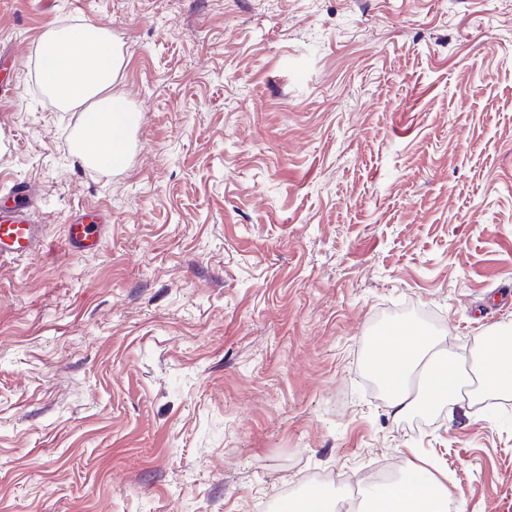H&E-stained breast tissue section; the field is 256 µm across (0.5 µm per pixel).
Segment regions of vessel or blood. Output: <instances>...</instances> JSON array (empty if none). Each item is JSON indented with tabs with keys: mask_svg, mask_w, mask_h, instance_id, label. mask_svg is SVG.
Masks as SVG:
<instances>
[{
	"mask_svg": "<svg viewBox=\"0 0 512 512\" xmlns=\"http://www.w3.org/2000/svg\"><path fill=\"white\" fill-rule=\"evenodd\" d=\"M7 206L0 208V256L34 254L43 240V227L31 218L35 196L30 184L13 185L0 194ZM70 244L79 250H96L103 244L101 224L87 212L69 218L65 225Z\"/></svg>",
	"mask_w": 512,
	"mask_h": 512,
	"instance_id": "1",
	"label": "vessel or blood"
}]
</instances>
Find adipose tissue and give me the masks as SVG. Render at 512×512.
I'll use <instances>...</instances> for the list:
<instances>
[{
	"label": "adipose tissue",
	"instance_id": "1",
	"mask_svg": "<svg viewBox=\"0 0 512 512\" xmlns=\"http://www.w3.org/2000/svg\"><path fill=\"white\" fill-rule=\"evenodd\" d=\"M38 56L45 92L60 109L81 113L79 141L94 146L92 154L82 155V162L106 168L122 165L126 154L119 131L135 117L109 93L123 65L110 32L95 24L76 31L52 27L39 41ZM478 344L474 373L469 376L437 340L395 326L376 337L369 362L400 414L452 406L465 396L511 393L512 328L479 337ZM428 354L433 357L429 364L424 361ZM368 499L369 512H448L447 490L435 478L409 475L373 488Z\"/></svg>",
	"mask_w": 512,
	"mask_h": 512
}]
</instances>
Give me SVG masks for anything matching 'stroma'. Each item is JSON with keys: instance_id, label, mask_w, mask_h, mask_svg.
Masks as SVG:
<instances>
[{"instance_id": "stroma-1", "label": "stroma", "mask_w": 512, "mask_h": 512, "mask_svg": "<svg viewBox=\"0 0 512 512\" xmlns=\"http://www.w3.org/2000/svg\"><path fill=\"white\" fill-rule=\"evenodd\" d=\"M90 23L137 113L105 178L34 74ZM0 84L45 228L0 258V512H281L379 461L512 512V393L419 428L367 364L398 320L467 362L512 323V0H0ZM96 217L80 210L79 215L71 216L65 224V232L70 244L79 250H98L103 244L102 224Z\"/></svg>"}]
</instances>
